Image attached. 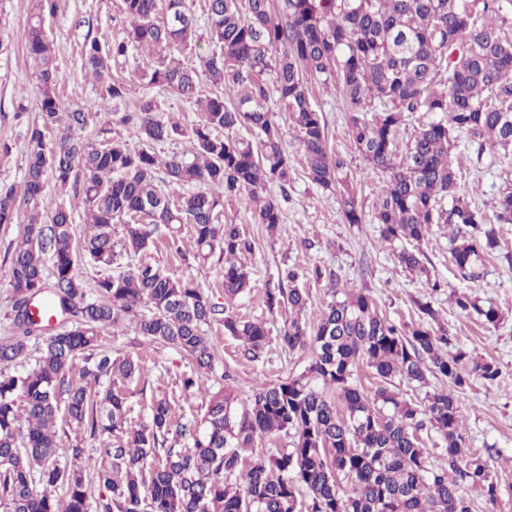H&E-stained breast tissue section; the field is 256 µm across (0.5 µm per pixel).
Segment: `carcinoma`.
<instances>
[{
    "mask_svg": "<svg viewBox=\"0 0 512 512\" xmlns=\"http://www.w3.org/2000/svg\"><path fill=\"white\" fill-rule=\"evenodd\" d=\"M42 0L24 34L26 57L39 90V121L26 134L23 189L0 190V224L21 207L28 222L8 252L9 286L17 335L0 338V505L8 512H472L462 488L493 503L498 484L487 461L465 448L457 393L474 379L492 384L498 366L457 348L436 310L417 302L418 322L399 328L372 297L349 291L329 304L317 323L290 317L278 340L288 351L309 349L300 374L253 391L242 409L224 388L210 395L200 418L173 417L163 395L136 424L120 385L142 374L132 357L101 348V332L134 326L150 342L170 344L196 373L215 370V348L203 331L213 322L242 341L241 355L255 362L270 330L245 320L233 301L250 288L247 262L253 243L236 224L219 218L224 202L245 196L256 223L283 230L278 200L268 184L284 188L292 168L275 111L288 113L307 178L324 190L342 182L343 162L328 149L322 115L311 102L313 81L336 84L348 135L367 165L385 176L373 222L402 269L429 275L420 245L432 226H451L453 262L465 279L481 276L484 253L497 247L482 211L457 194L451 152L460 134L471 142L512 152V19L496 0H207L206 49L200 54L208 87L177 54L196 37L190 0H123L125 37L111 43L85 36L82 66L118 109L127 84L112 63L136 51L148 56V83L175 92L200 108L202 121L186 132L158 116L155 97L143 95L120 117L140 148L131 150L102 126L82 132L91 113L65 106L57 92L54 47ZM445 77L444 89L435 88ZM236 89L224 102V88ZM276 98L277 110L268 107ZM442 113L405 142V115ZM241 128L257 142L238 137ZM189 137L190 148L160 157L156 146ZM78 200L82 241L75 242L74 209L52 203L46 191ZM195 187L185 194L180 189ZM451 206H438L444 199ZM344 217L362 223L354 194L341 193ZM496 219L512 224V189L497 202ZM124 226L125 253L114 251L112 227ZM189 224L194 257H224V306L212 303L190 279L152 263L112 273L121 259L150 248L154 235ZM52 261L47 269L46 260ZM105 270L87 294L77 268ZM44 296L63 317L43 335L27 313L28 300ZM308 294L277 285L265 291L269 310L300 311ZM463 312L496 324L498 309L483 308L469 293L456 295ZM43 337L34 365L10 370L31 337ZM85 365L73 376L76 359ZM364 365L381 379L374 394L355 384ZM440 378L446 388L421 402L403 397L397 383ZM112 437L95 475L109 495L91 503L83 472L61 460L84 449L66 448L58 423ZM441 439L425 446L421 431ZM287 436L291 447L244 456L258 440ZM39 476L42 490L33 489ZM352 485L344 495L341 480ZM63 490L65 498L57 497Z\"/></svg>",
    "mask_w": 512,
    "mask_h": 512,
    "instance_id": "cac0c4a2",
    "label": "carcinoma"
}]
</instances>
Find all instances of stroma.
<instances>
[{
  "label": "stroma",
  "instance_id": "obj_1",
  "mask_svg": "<svg viewBox=\"0 0 512 512\" xmlns=\"http://www.w3.org/2000/svg\"><path fill=\"white\" fill-rule=\"evenodd\" d=\"M34 9L35 0H0V39L9 45L8 52L0 55V144L11 147L9 155H0V187H22L26 131L39 116V92L23 41V30ZM79 19L88 20V27H76ZM128 26L122 0H61L58 11L45 22L55 50L61 99L93 112L85 130L90 137L103 122H117L119 113L132 111L139 98L149 91L157 97L162 120L192 129L200 123L201 112L170 91L150 90L142 77L146 60L140 55H131L112 66L114 75L130 82L120 106L103 100L100 85L85 77L80 58L84 37L112 41L123 38ZM311 103L323 116L330 152L344 162L341 178L355 194L364 221L347 223L339 192L319 188L305 177L288 116L277 113L293 166V180L285 190L268 185L266 193L279 200L286 230L270 235L264 225L255 223L252 210L245 203L225 206L224 222L239 225L254 243V252L249 257L251 288L235 300L234 309L242 318L264 321L271 332H279L289 311L284 307L268 310L265 291L277 285L279 274L288 267L298 270L297 285L309 295L305 317L311 322L333 301V293L339 289L355 288L369 293L379 311L398 325L417 321V301L430 302L438 310L440 323L447 327L449 336L472 355L495 362L501 371L495 384L475 381L457 395L466 445L471 453L488 458L498 483L495 502H486L469 488L464 495L472 512H512V224L495 222L499 195L505 187L512 186V154L504 155L489 145L477 149L468 136H460L451 154L458 171V191L483 212L487 223L495 224L499 245L486 256L482 277L473 284L461 277L452 261L447 226L434 225L422 245L430 271L425 279L409 274L396 263L378 225L370 220L384 178L366 165L352 144L347 114L335 85L314 83ZM26 222L27 213L22 210L13 223L0 225V337L13 333L8 265L4 257L20 238ZM192 244V229L186 224L175 240L158 233L141 258L194 280L211 301L223 303V259L215 255L205 262L195 261L189 256ZM435 280L440 283L436 289L431 286ZM454 291L473 294L482 305L496 307L500 320L491 325L475 313L458 310L449 298ZM205 333L215 345L217 370H230L232 386L241 402L261 386L301 373L311 361L310 351L290 352L273 339L261 360L250 362L242 357L239 341L225 335L223 325L206 326ZM102 341L113 357H133L144 368L139 379L123 388L132 421L146 419L154 398L161 394L172 400L176 420L203 412L208 396L206 392L185 395L182 380L193 375L194 368L174 346L145 340L128 324L103 330Z\"/></svg>",
  "mask_w": 512,
  "mask_h": 512
}]
</instances>
